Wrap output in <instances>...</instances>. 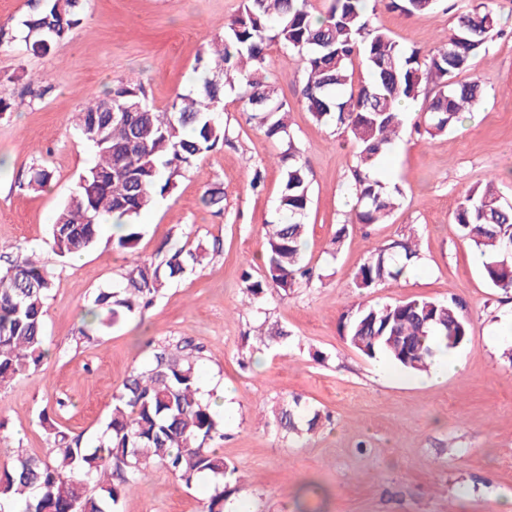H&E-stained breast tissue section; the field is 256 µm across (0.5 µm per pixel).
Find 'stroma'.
Instances as JSON below:
<instances>
[{"mask_svg": "<svg viewBox=\"0 0 512 512\" xmlns=\"http://www.w3.org/2000/svg\"><path fill=\"white\" fill-rule=\"evenodd\" d=\"M480 0H440L409 16L378 9L374 22L406 50L427 52L458 17ZM242 0H85L83 21L49 55L0 48V248L23 243L55 276L46 301L47 356L38 367L0 387V472L17 449L51 459V419L69 436L100 439L131 368L149 361L158 345L198 350L202 391L229 389L224 439L218 445L237 470L240 492L228 512H498L512 495V292L497 291L476 254L452 224L460 192L495 178L512 205V0H495L500 17L464 79H478L483 96L448 133L430 137L407 125L377 169L399 185L398 205L381 224H352L353 200L344 186L356 148L304 107L297 55L267 49L269 76L290 106V124L310 166L312 207L304 263L317 278L248 307L243 270L262 278L264 225L277 222L282 169L275 146L246 121L241 103H227L229 143L200 158L172 193L139 217L136 254L161 258L171 247L202 245L203 265L169 282L144 316L86 339L82 313L97 289L120 281L131 254L118 248L109 225L88 252L72 258L51 246L54 215L74 191L93 155L82 142L76 114L87 95L121 78L142 79L149 100L165 109L197 82L201 49L236 14ZM48 75L53 87L29 102L27 80ZM52 173L48 187L24 182L33 162ZM262 171L253 191L254 171ZM224 194L223 213L203 205L206 190ZM349 231L336 242L341 226ZM417 231L418 269L371 290L354 285L370 248ZM412 297L456 299L469 321V339L449 352L459 372L430 383L422 375L371 359L343 338L340 318L357 304ZM288 333L282 344L258 349L270 325ZM300 398L326 423L296 436L278 430L273 406ZM217 485L185 483L164 467L145 469L118 512H202Z\"/></svg>", "mask_w": 512, "mask_h": 512, "instance_id": "1", "label": "stroma"}]
</instances>
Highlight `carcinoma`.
<instances>
[{
	"instance_id": "1",
	"label": "carcinoma",
	"mask_w": 512,
	"mask_h": 512,
	"mask_svg": "<svg viewBox=\"0 0 512 512\" xmlns=\"http://www.w3.org/2000/svg\"><path fill=\"white\" fill-rule=\"evenodd\" d=\"M85 0H31V11L18 25L0 23V46L47 54L70 39L79 25ZM407 14H426L437 0H379ZM497 26L485 2L461 15L457 29L425 57L408 52L367 13V0H327L313 11L311 0H242L239 12L224 21L222 33L198 57L203 78L179 94L165 110L149 102L140 79L120 81L86 98L77 115L82 140L94 153L93 164L60 208L51 240L62 257L92 248L105 219L125 231L117 247L133 255L122 281L99 290L80 334L94 336L148 309L165 285L200 265L205 249L182 245L159 261L135 256L137 219L157 198L175 188L178 177L229 140L219 107L228 97L242 102L248 120L278 148L282 169L280 218L266 225L265 274L248 284L252 303L265 290L288 292L311 272L302 262L311 208L309 169L291 132L288 103L270 81L265 48L271 43L298 56L303 71L300 95L321 124L349 134L356 142V163L346 184L356 199L352 223L380 224L394 210L401 190L375 176L410 116L407 102L426 85L439 87L420 119L435 137L470 113L481 97L476 81L459 74L483 50ZM362 55L367 80L346 96L353 58ZM44 166L31 169L27 187L50 183ZM495 180L466 189L452 213L462 239L480 251L483 274L491 287L512 291V205L501 203ZM7 256L0 272V386L30 366H38L44 345L46 299L54 275L26 254L23 244ZM419 258L414 234L372 248L354 275V285L370 290L396 283ZM342 335L351 348L370 359L384 357L404 370H429L435 349L455 350L468 339L462 304L412 298L393 304H359L341 317ZM299 399L274 411V425L299 431ZM54 437L51 460L19 454L10 471L0 473V512H116L119 501L138 483L150 463L165 466L189 483L208 474L226 480L236 469L215 445L224 439V418L200 391L197 360L167 346L134 367L112 397L109 422L90 448L78 437L49 425Z\"/></svg>"
}]
</instances>
